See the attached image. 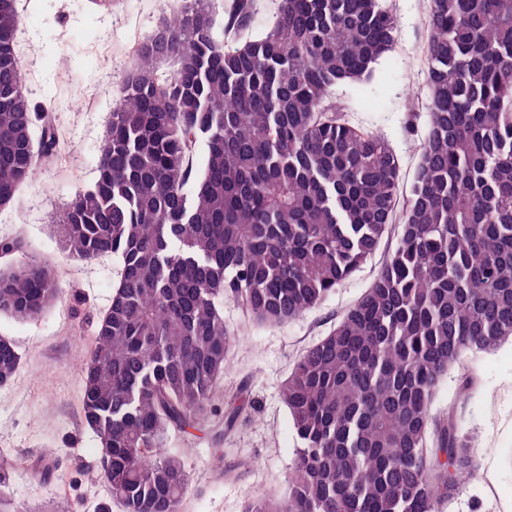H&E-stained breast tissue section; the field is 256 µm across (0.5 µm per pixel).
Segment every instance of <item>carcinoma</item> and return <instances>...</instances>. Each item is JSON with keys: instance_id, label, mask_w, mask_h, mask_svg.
Wrapping results in <instances>:
<instances>
[{"instance_id": "1", "label": "carcinoma", "mask_w": 512, "mask_h": 512, "mask_svg": "<svg viewBox=\"0 0 512 512\" xmlns=\"http://www.w3.org/2000/svg\"><path fill=\"white\" fill-rule=\"evenodd\" d=\"M251 9L234 0L225 33ZM180 17L138 45L94 185L59 219L68 257L121 265L81 376L112 498L180 512L189 474L163 438L213 412L235 343L224 300L286 324L392 234L369 288L282 385L299 441L286 492L244 512H441L474 448L454 411L434 412L438 389L467 355L512 338V0H429L428 128L398 224V157L333 99L392 51L383 0H279L264 35L232 45L207 0H183ZM20 23L16 0H0V208L56 146L18 70ZM21 250L0 239L15 259L0 311L35 319L58 298L57 274ZM19 363L0 338V386ZM243 410L227 401L224 426Z\"/></svg>"}]
</instances>
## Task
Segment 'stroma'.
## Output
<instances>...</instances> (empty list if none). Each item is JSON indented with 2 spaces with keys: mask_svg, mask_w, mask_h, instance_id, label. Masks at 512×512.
<instances>
[{
  "mask_svg": "<svg viewBox=\"0 0 512 512\" xmlns=\"http://www.w3.org/2000/svg\"><path fill=\"white\" fill-rule=\"evenodd\" d=\"M180 0H18L16 51L32 105L52 106L56 155L40 176L0 208V238L21 240L29 259L51 263L59 298L39 317L0 315V337L20 356L10 383L0 386V465L8 478L0 498L24 512H124L113 500L99 463L94 434L82 416L80 376L92 331L107 309L119 261L68 258L57 220L75 194L94 182L98 149L135 50L151 36L166 9ZM397 17V44L376 66L370 83L343 84L336 97L352 124L385 135L400 160V197H407L420 160L429 103L424 51L428 0H386ZM387 249L375 254L318 308L281 326L252 321L241 304H224L237 342L206 425L170 435L190 477L182 512H243L253 499L285 489L298 442L280 399L294 361L325 336L368 288ZM474 379L470 399L456 400L443 383L435 409L454 411L477 449L471 475L455 485L444 512H512V340L466 358ZM245 392L249 408L224 431V401ZM223 460H216L215 449ZM51 456L46 479L28 470ZM235 469L234 478L224 476Z\"/></svg>",
  "mask_w": 512,
  "mask_h": 512,
  "instance_id": "stroma-1",
  "label": "stroma"
}]
</instances>
